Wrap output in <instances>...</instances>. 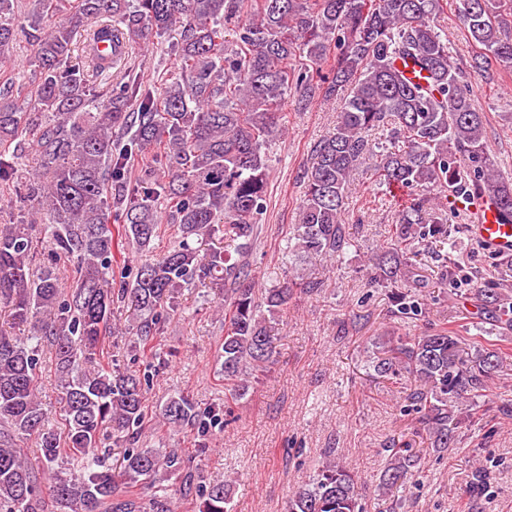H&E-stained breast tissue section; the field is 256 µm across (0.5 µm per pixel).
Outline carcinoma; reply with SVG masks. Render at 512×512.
<instances>
[{
    "label": "carcinoma",
    "instance_id": "obj_1",
    "mask_svg": "<svg viewBox=\"0 0 512 512\" xmlns=\"http://www.w3.org/2000/svg\"><path fill=\"white\" fill-rule=\"evenodd\" d=\"M35 20L25 37L36 46L39 80L34 94L0 85V185L28 200L31 210L0 226V303L31 325L23 336L0 330V512H45L43 477L67 512H177L164 481L183 475L197 512H228L229 481L196 483L177 448L146 445L150 374L103 365L107 336L122 329L112 306L132 310L135 351L161 358L163 324L178 314L175 293L206 280L230 291L224 304V339L217 361L226 398L244 397L249 376L275 353L267 320L288 309L294 290L318 282L256 289L246 257L266 209L269 149L283 135L282 106L300 99L340 100L333 132L312 149L304 195L294 226L299 259L330 261L352 246L343 219L345 198L359 166L375 159L380 184L409 190L391 242L372 279L390 292L403 315H419L423 298L410 290L406 250L416 238L449 240L453 216L438 197L467 201L491 197L512 224V179L501 176L486 147L485 114L437 30L441 0H78L75 10L48 27L42 21L64 0H34ZM18 0H0V56L16 41ZM458 17L481 46L472 67L512 66V0H459ZM176 71L159 85L134 74L135 50L172 30ZM83 33L89 68L71 64ZM127 52L95 59L99 40ZM336 55H331V48ZM322 72L296 70L300 57ZM124 69L103 88L98 77ZM386 136L373 144L372 136ZM34 152L28 174L17 160ZM43 226L48 261L31 266L30 228ZM179 226V238L132 280L115 276L126 246H148L161 225ZM234 251L205 249L215 238ZM75 265L63 287L57 261ZM479 308L512 327V301L474 289ZM371 363L381 376L414 377L412 404L437 449H448L463 417L475 418L481 392L506 354L495 345L466 351L445 327L383 336ZM55 354L63 428L50 424L40 396V356ZM226 408L199 407L169 397L158 424L193 435L196 451L224 426ZM124 448L119 469L108 464L101 435ZM37 439L42 457L22 456L16 437ZM382 488L405 485L417 466L409 447H393ZM490 473L476 467L470 488L482 495ZM151 490L146 496L142 488ZM352 471L329 461L295 489L287 512H359Z\"/></svg>",
    "mask_w": 512,
    "mask_h": 512
}]
</instances>
